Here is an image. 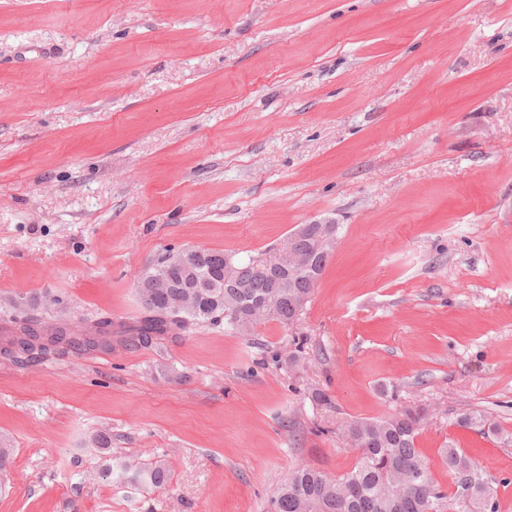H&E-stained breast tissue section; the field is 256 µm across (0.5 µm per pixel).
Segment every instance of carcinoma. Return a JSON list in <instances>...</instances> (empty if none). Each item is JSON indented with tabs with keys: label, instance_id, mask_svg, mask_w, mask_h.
<instances>
[{
	"label": "carcinoma",
	"instance_id": "cac0c4a2",
	"mask_svg": "<svg viewBox=\"0 0 512 512\" xmlns=\"http://www.w3.org/2000/svg\"><path fill=\"white\" fill-rule=\"evenodd\" d=\"M234 255L217 249L186 248L179 266L161 256L157 266L168 271L171 295H158L132 321L102 316L92 324L53 322L34 315L0 322V355L29 360L48 353H108L115 345L138 347L178 338L199 325L238 330L253 308L272 303L280 308L281 324L299 320L295 301L310 298L327 261L315 259L313 269L295 277L292 288L279 287L273 260L234 263L231 280L224 281V258ZM194 293L197 304L178 306L172 296ZM427 410L408 408L380 419L347 422L344 430L359 452L353 468L332 476L318 469L298 467L282 481L274 500V512H442L447 494L435 483L415 447ZM461 427H479L495 434L481 414H465ZM443 461L456 491L449 512H499L495 489L483 478L485 470L457 448H446ZM133 486L164 488L170 473L162 463L138 468L122 466L107 470L105 477Z\"/></svg>",
	"mask_w": 512,
	"mask_h": 512
}]
</instances>
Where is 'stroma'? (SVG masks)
<instances>
[{
	"mask_svg": "<svg viewBox=\"0 0 512 512\" xmlns=\"http://www.w3.org/2000/svg\"><path fill=\"white\" fill-rule=\"evenodd\" d=\"M300 224L338 241L294 327L0 357V512H273L417 405L441 489L453 446L512 512V0H0V318L128 320L166 251ZM105 477L115 476V480L127 483L133 486H151L154 488H164L170 480V473L167 467L162 463H151L150 465L131 468L121 466L117 470L106 471Z\"/></svg>",
	"mask_w": 512,
	"mask_h": 512,
	"instance_id": "obj_1",
	"label": "stroma"
}]
</instances>
